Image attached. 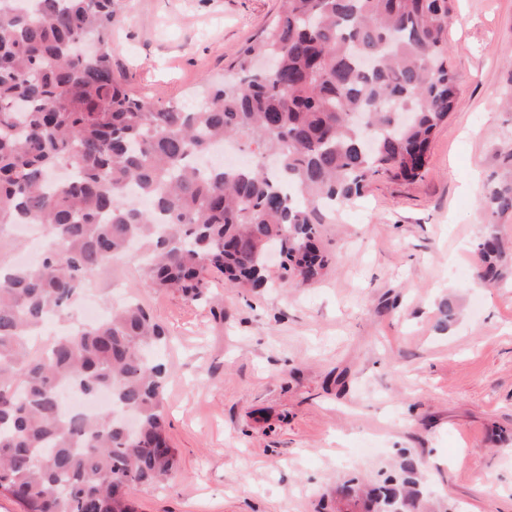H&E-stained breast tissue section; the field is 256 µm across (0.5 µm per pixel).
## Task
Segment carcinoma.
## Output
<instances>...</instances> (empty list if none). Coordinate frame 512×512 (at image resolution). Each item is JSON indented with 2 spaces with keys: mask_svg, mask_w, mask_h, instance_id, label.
Returning <instances> with one entry per match:
<instances>
[{
  "mask_svg": "<svg viewBox=\"0 0 512 512\" xmlns=\"http://www.w3.org/2000/svg\"><path fill=\"white\" fill-rule=\"evenodd\" d=\"M116 0H0V231L48 229L41 259L0 271V497L23 512H137L130 484L172 478L163 400L169 375L145 347L164 331L138 303L75 324L47 351L32 339L71 316L91 279L141 245L145 285L189 301L266 284V252L301 285L329 258L318 246L334 208L386 176L423 177L431 137L452 111L446 39L452 0H279L271 32L246 43L229 79L198 104L137 96L112 71ZM271 62L258 72L257 58ZM409 119L401 120L402 113ZM255 145L248 167L200 171L217 141ZM73 177L52 182L55 168ZM136 190L152 202L133 203ZM481 210L512 214V177L491 180ZM482 276L509 257L491 234ZM71 387L137 416L129 434L112 410L63 404ZM417 466L369 491L374 512L414 498Z\"/></svg>",
  "mask_w": 512,
  "mask_h": 512,
  "instance_id": "1",
  "label": "carcinoma"
}]
</instances>
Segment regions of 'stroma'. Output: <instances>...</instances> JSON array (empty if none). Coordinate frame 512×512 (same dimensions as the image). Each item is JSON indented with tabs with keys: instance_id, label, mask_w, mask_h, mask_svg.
I'll list each match as a JSON object with an SVG mask.
<instances>
[{
	"instance_id": "35a3bbf8",
	"label": "stroma",
	"mask_w": 512,
	"mask_h": 512,
	"mask_svg": "<svg viewBox=\"0 0 512 512\" xmlns=\"http://www.w3.org/2000/svg\"><path fill=\"white\" fill-rule=\"evenodd\" d=\"M278 0H118L112 69L157 103L226 72L266 31ZM453 111L427 171L382 178L323 225L331 259L295 287L278 260L269 287L238 291L211 274L224 310L148 288L141 258L111 275L162 325L148 355L178 471L134 485L138 512H340L339 487L418 464L419 512H512V276L480 286L475 244L512 241V219L480 209L512 140V0H454ZM452 302L453 319L444 316Z\"/></svg>"
}]
</instances>
